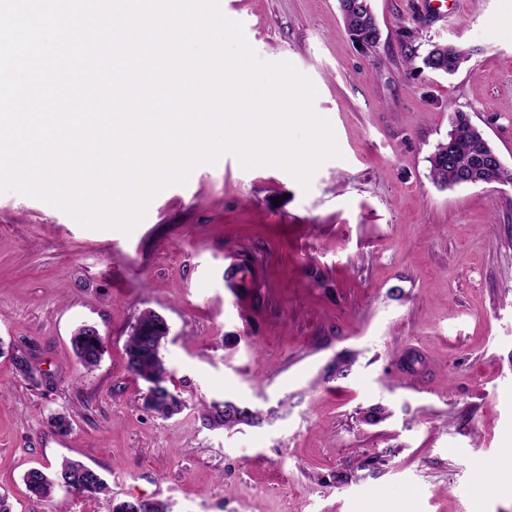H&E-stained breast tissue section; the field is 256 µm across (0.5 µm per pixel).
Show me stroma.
Returning a JSON list of instances; mask_svg holds the SVG:
<instances>
[{
  "label": "stroma",
  "instance_id": "obj_1",
  "mask_svg": "<svg viewBox=\"0 0 512 512\" xmlns=\"http://www.w3.org/2000/svg\"><path fill=\"white\" fill-rule=\"evenodd\" d=\"M367 57L338 0H220L265 62L317 89L341 151L302 187L231 153L160 192L131 233L80 226L0 193V499L10 512H512V184L443 188L428 156L466 112L512 169V0H371ZM470 52L454 75L413 72L403 29ZM183 412L143 405L125 344L143 311ZM106 352L78 363L74 331ZM31 350L36 377L17 375ZM355 361L344 379L326 367ZM232 399L275 416L234 431L201 405ZM388 417L364 422L372 406ZM70 416L68 434L51 415ZM390 449L385 465L366 460ZM76 459L109 486L95 499L33 497V467ZM349 473L340 484L336 472ZM71 345L79 363L87 370L97 367L105 353L102 336L88 325L77 329L71 337Z\"/></svg>",
  "mask_w": 512,
  "mask_h": 512
}]
</instances>
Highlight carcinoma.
I'll list each match as a JSON object with an SVG mask.
<instances>
[{"label": "carcinoma", "instance_id": "cac0c4a2", "mask_svg": "<svg viewBox=\"0 0 512 512\" xmlns=\"http://www.w3.org/2000/svg\"><path fill=\"white\" fill-rule=\"evenodd\" d=\"M345 32L351 41L365 54L376 51L380 31L371 9V0H338ZM410 65L420 64V69L453 75L467 61V53L453 45L431 43L424 51L414 45L416 35L404 31ZM469 116L455 111L448 131V139L439 142L429 157L430 174L442 187L465 185L470 178L488 182H512V170L505 167L489 174L479 175L476 153L479 142L474 139ZM168 325L151 311L137 319L126 342L128 370L147 384L145 406L170 418L181 412L186 405L180 394L168 386V370L161 357ZM71 345L79 363L87 370L99 365L105 353L102 336L93 327L84 325L71 337ZM275 416V411L263 412L234 401L214 402L205 408L203 420L210 428L232 429L239 425L259 427ZM81 462L65 459L51 473L42 468L29 469L24 477L27 489L34 495L48 499L57 488H70L79 494L96 496L107 491L103 478L87 479L78 475ZM113 512H168L167 505L159 500L138 499L124 501L113 507Z\"/></svg>", "mask_w": 512, "mask_h": 512}]
</instances>
